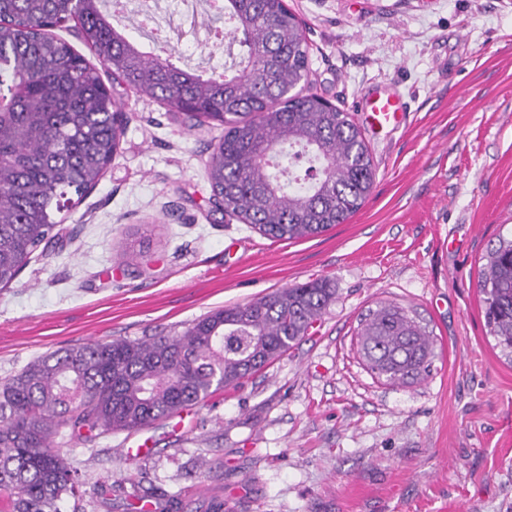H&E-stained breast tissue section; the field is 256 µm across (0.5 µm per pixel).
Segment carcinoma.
<instances>
[{"mask_svg":"<svg viewBox=\"0 0 512 512\" xmlns=\"http://www.w3.org/2000/svg\"><path fill=\"white\" fill-rule=\"evenodd\" d=\"M105 0H0V285L60 236L56 214L93 188L124 124L99 70L53 25L77 37L116 80L193 127L224 133L207 166L222 211L269 239L301 241L345 223L370 196L375 170L349 113L305 87L309 48L284 0H218L238 58L224 78L150 57L110 21ZM489 334L512 358V240L478 280ZM325 280L224 307L181 333L112 339L46 353L0 383V512H59L80 476L53 448L147 428L242 386L307 335L333 301ZM359 354L390 384L432 370L433 339L401 307L360 323Z\"/></svg>","mask_w":512,"mask_h":512,"instance_id":"1","label":"carcinoma"}]
</instances>
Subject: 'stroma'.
Returning a JSON list of instances; mask_svg holds the SVG:
<instances>
[{
	"instance_id": "1",
	"label": "stroma",
	"mask_w": 512,
	"mask_h": 512,
	"mask_svg": "<svg viewBox=\"0 0 512 512\" xmlns=\"http://www.w3.org/2000/svg\"><path fill=\"white\" fill-rule=\"evenodd\" d=\"M285 3L304 25L313 92L349 113L373 86L411 105L404 127L364 133L369 201L318 237L270 240L209 201L220 129L188 127L104 76L125 135L65 211L66 236L0 288V381L60 348L175 334L325 278L336 295L322 317L243 387L132 435H57L83 483L61 512H141L163 493L182 512L214 498L224 512H512V361L477 288L490 249L512 238V0ZM192 8L197 33L170 60L223 72L228 46L202 42L209 17L203 0ZM384 304L433 336L427 379L391 386L363 366L359 321Z\"/></svg>"
}]
</instances>
